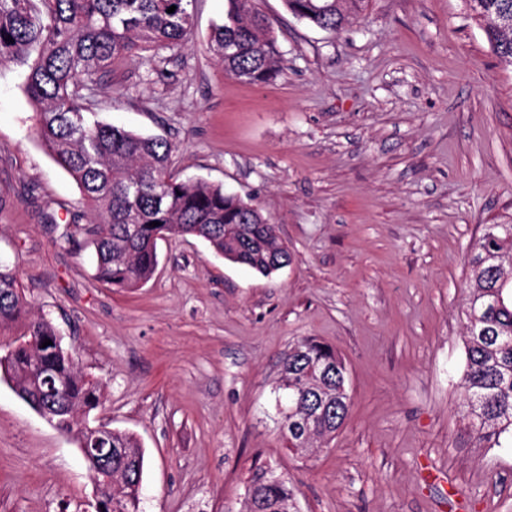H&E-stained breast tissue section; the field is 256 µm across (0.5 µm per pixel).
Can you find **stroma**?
Segmentation results:
<instances>
[{
	"instance_id": "obj_1",
	"label": "stroma",
	"mask_w": 512,
	"mask_h": 512,
	"mask_svg": "<svg viewBox=\"0 0 512 512\" xmlns=\"http://www.w3.org/2000/svg\"><path fill=\"white\" fill-rule=\"evenodd\" d=\"M282 73L227 76L209 50L224 0H192L189 43L116 60L98 119L172 146L175 178L250 195L290 253L271 275L169 236L141 288L95 277L76 181L36 134L26 69L0 61V259L30 314L105 395L91 418L145 451L143 512H244L255 467L298 512H512V448L460 412L470 247L512 224V69L464 0H367L310 27L258 0ZM333 347L350 411L290 453L275 409L297 341ZM73 435L0 381V512H94Z\"/></svg>"
}]
</instances>
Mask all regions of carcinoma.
Here are the masks:
<instances>
[{"instance_id":"obj_1","label":"carcinoma","mask_w":512,"mask_h":512,"mask_svg":"<svg viewBox=\"0 0 512 512\" xmlns=\"http://www.w3.org/2000/svg\"><path fill=\"white\" fill-rule=\"evenodd\" d=\"M191 0H0V60L26 67L25 87L39 107L37 134L77 182L91 212L85 228L96 253L95 277L115 288H137L157 267V242L170 234L205 240L213 253L269 275L288 263V249L252 200L200 179L177 180L172 149L158 137L105 124L83 105L117 59L150 50H178L189 39ZM224 19L210 51L224 73L250 84L279 73L277 39L256 0H224ZM364 0H285L297 19L341 30ZM483 23L499 61L512 67V0H466ZM176 6L174 12L167 9ZM153 221L160 225L152 227ZM463 417L485 448L512 447V224H486L469 254ZM16 271L0 261V328L20 323L26 341L0 357V374L34 410L91 444L90 414L103 398L99 380L83 373L62 348L53 323L27 317ZM52 344L43 346L45 340ZM49 373L55 386L43 380ZM346 367L332 348L298 341L283 360L278 390L288 410L284 438L291 452L329 441L349 414ZM112 470L86 463L92 479L110 487L96 512H141L144 451L137 438L112 430ZM246 512H297L296 492L268 466L252 473Z\"/></svg>"}]
</instances>
